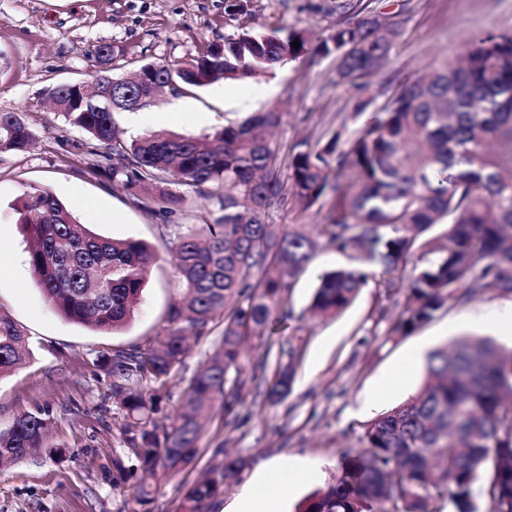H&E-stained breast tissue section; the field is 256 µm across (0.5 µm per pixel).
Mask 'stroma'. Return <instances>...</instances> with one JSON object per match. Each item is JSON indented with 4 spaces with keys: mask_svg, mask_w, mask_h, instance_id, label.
<instances>
[{
    "mask_svg": "<svg viewBox=\"0 0 512 512\" xmlns=\"http://www.w3.org/2000/svg\"><path fill=\"white\" fill-rule=\"evenodd\" d=\"M246 2L242 24L257 32L283 27L323 37L337 21L328 10L333 0ZM372 7L398 27L386 65L371 80L377 91L424 74L452 56L471 33L512 29V0H374ZM238 27L225 24L224 0H0V111L22 114L35 135L27 151L0 153V312L28 336L31 351L23 366L0 378V429L38 407L48 409L52 419L47 452L0 465V512H134L138 476L117 485L107 476L123 446L117 430L122 409L112 396V370L100 359L162 334L165 311L181 295L171 227L199 223L222 193L216 186L202 195L173 181L170 190L185 197L180 211L161 214L148 195L134 202L111 178L91 172L111 149L91 142L55 113L48 91L91 79L99 46L114 48L112 75L122 78L148 62L194 58L206 47L223 44ZM336 67L335 57L307 55L243 80L167 89L157 103L174 109L166 122L152 121L144 109L140 127H133L125 113L118 123L127 138L139 130H163L203 139L249 113L274 108L283 117L272 141L284 156L299 140L315 143L330 130L347 138L355 130L347 115L356 91L339 79ZM32 185L50 189L96 233L139 239L154 248L157 258L143 296L120 332L66 320L45 301L27 264V242L14 211ZM267 221L315 238L326 214L303 209L292 198L273 207ZM344 261L342 254L319 244L277 310L280 331L252 340L246 349L245 364L252 369L276 364L282 351L298 346L288 396L271 403L256 384H248L236 409L238 422L229 427L222 405H215L195 465L161 480L153 512H174L184 484L201 477L221 441L252 468L281 458L309 460L310 476L282 505L283 512H294L313 488L328 481L342 453L360 447L368 421L418 389L428 353L464 335L496 337V314L512 306L510 295L476 299L400 334L389 324L402 310L403 294L370 285L341 314L312 317L317 274ZM212 352L209 341L191 342L165 414L175 416L190 379ZM53 447L63 449V457L50 455Z\"/></svg>",
    "mask_w": 512,
    "mask_h": 512,
    "instance_id": "35a3bbf8",
    "label": "stroma"
}]
</instances>
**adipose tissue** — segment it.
Listing matches in <instances>:
<instances>
[{
    "instance_id": "obj_1",
    "label": "adipose tissue",
    "mask_w": 512,
    "mask_h": 512,
    "mask_svg": "<svg viewBox=\"0 0 512 512\" xmlns=\"http://www.w3.org/2000/svg\"><path fill=\"white\" fill-rule=\"evenodd\" d=\"M306 470V463L299 459H277L258 466L232 512H278L276 505L282 494L289 491L291 482Z\"/></svg>"
}]
</instances>
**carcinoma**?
Segmentation results:
<instances>
[{"label": "carcinoma", "instance_id": "cac0c4a2", "mask_svg": "<svg viewBox=\"0 0 512 512\" xmlns=\"http://www.w3.org/2000/svg\"><path fill=\"white\" fill-rule=\"evenodd\" d=\"M373 16L361 6L355 19L318 39L302 30L258 34L241 24L224 45L186 62L140 66L148 79L177 90L250 77L309 53L336 56L339 78L359 91L351 117L361 125L344 148L338 132L320 147L297 142L285 182L267 138L281 122L275 109L203 141L151 132L127 142L117 138L116 115L151 105L136 84L113 88L103 71L95 76L98 91L74 96L61 84L49 91L72 126L112 145L118 162L92 172L112 177L135 200L139 190H151L162 212L179 210L184 196L166 188L172 172L198 192L224 186L212 222L175 225L183 297L169 305L159 344L112 354L125 444L112 458L115 479L137 465L154 478L187 469L212 401L222 399L227 418L247 379H256L247 376L242 346L276 333L275 307L317 248L300 230L266 223L290 188L304 208L328 207L321 236L348 259L318 276L311 309L319 316L348 308L377 266L390 275L384 288L405 295L395 333L474 299L512 294V30L469 36L454 57L378 105L369 78L383 68L397 30L370 22ZM33 137L21 114L0 112V152H24ZM16 214L31 240L28 266L59 315L112 332L130 322L155 259L148 244L95 233L39 186L23 193ZM218 324L212 355L166 423L158 412L183 364L185 338L208 337ZM29 355L27 337L0 314V378ZM294 378L293 363L278 365L266 397H286ZM51 424L49 411L38 408L0 430V461L39 452ZM362 442L296 512H480L481 503L488 512H512V346L471 336L435 350L417 391L372 419ZM245 466V458L217 444L205 477L184 486L177 512H212ZM158 489L157 482L140 484L141 512H151Z\"/></svg>", "mask_w": 512, "mask_h": 512}]
</instances>
